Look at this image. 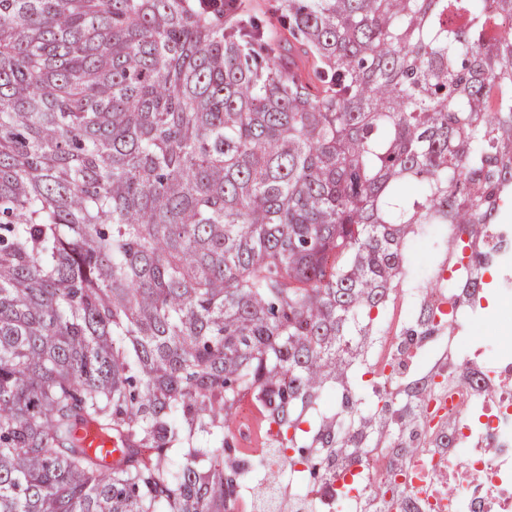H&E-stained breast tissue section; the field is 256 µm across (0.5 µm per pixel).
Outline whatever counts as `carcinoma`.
Segmentation results:
<instances>
[{
	"instance_id": "obj_1",
	"label": "carcinoma",
	"mask_w": 512,
	"mask_h": 512,
	"mask_svg": "<svg viewBox=\"0 0 512 512\" xmlns=\"http://www.w3.org/2000/svg\"><path fill=\"white\" fill-rule=\"evenodd\" d=\"M238 8L0 0V512H234L248 403L308 484L420 445L364 365L512 203V0ZM245 3L246 9L249 10L248 14L257 15L270 21L269 31L275 39L281 40L282 44L290 42L295 45V48L298 47L288 32L282 29L276 22V6L280 3V0H248ZM83 446L89 448L91 452H100L107 459H118L123 455L115 440L101 433L95 426L88 425L80 431Z\"/></svg>"
}]
</instances>
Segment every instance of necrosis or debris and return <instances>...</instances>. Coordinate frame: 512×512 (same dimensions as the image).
<instances>
[{
  "mask_svg": "<svg viewBox=\"0 0 512 512\" xmlns=\"http://www.w3.org/2000/svg\"><path fill=\"white\" fill-rule=\"evenodd\" d=\"M455 288L432 294L412 289L406 308L433 306L436 322L451 324L459 351L458 380L439 385L447 395L448 409L441 422L421 415L418 432L423 442L406 468L389 464L388 449H377L364 458L346 461L327 477L336 487L350 492L328 502L320 493L295 478L277 479L282 466L265 457V476L249 489L253 505L276 498L275 512H355L361 496L378 485L404 484L421 474L426 495H413L417 512H512V336L483 348L468 344L462 335L464 314L451 303ZM425 359L420 346L400 342L396 328H389L380 366L388 383L415 371ZM448 445L434 447L436 438Z\"/></svg>",
  "mask_w": 512,
  "mask_h": 512,
  "instance_id": "1",
  "label": "necrosis or debris"
}]
</instances>
